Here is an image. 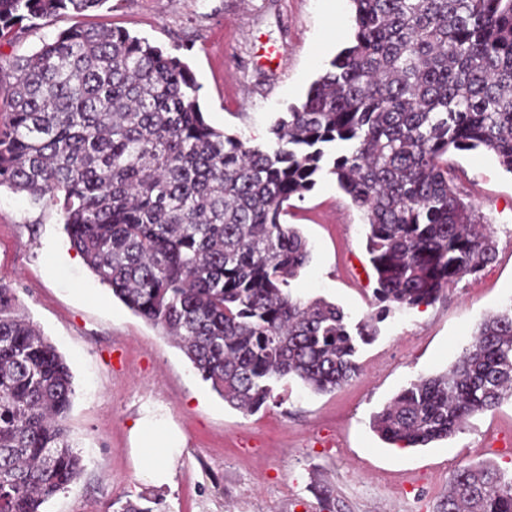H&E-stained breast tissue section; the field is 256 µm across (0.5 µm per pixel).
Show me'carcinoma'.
<instances>
[{
	"label": "carcinoma",
	"mask_w": 512,
	"mask_h": 512,
	"mask_svg": "<svg viewBox=\"0 0 512 512\" xmlns=\"http://www.w3.org/2000/svg\"><path fill=\"white\" fill-rule=\"evenodd\" d=\"M105 2L0 0V40ZM349 2L351 44L264 143L210 126L182 59L120 28L67 29L10 70L0 187L58 205L99 282L246 414L275 401L283 380L313 394L345 384L377 324L435 303L496 257L495 230L448 153L483 146L512 173V0ZM323 171L367 221L375 309L354 326L335 304L290 291L310 251L281 217ZM74 396L66 359L0 279V512H44L79 478L66 425ZM510 398L512 303L372 427L390 444L425 447ZM155 503L118 498L105 512ZM439 512H512V475L456 469Z\"/></svg>",
	"instance_id": "cac0c4a2"
}]
</instances>
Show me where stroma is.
Here are the masks:
<instances>
[{
    "label": "stroma",
    "mask_w": 512,
    "mask_h": 512,
    "mask_svg": "<svg viewBox=\"0 0 512 512\" xmlns=\"http://www.w3.org/2000/svg\"><path fill=\"white\" fill-rule=\"evenodd\" d=\"M350 16L349 0H107L0 41V67L62 30L120 27L182 58L208 124L261 142L349 45ZM448 160L496 231L495 261L433 305L381 322L376 340L360 346V370L348 383L318 395L282 383L279 403L251 415L224 402L160 327L99 283L71 248L57 206L0 187V279L11 281L22 313L74 376L68 427L83 471L45 512H104L113 499L143 494L159 500V512H438L458 467L487 461L512 471V452L497 443L512 437L511 400L425 447H396L371 427L411 380L446 372L484 317L512 300V174L482 147L451 151ZM283 221L311 252L293 295L362 320L377 286L368 228L335 177L321 174ZM146 418L180 438L160 481L149 478L138 446Z\"/></svg>",
    "instance_id": "1"
}]
</instances>
